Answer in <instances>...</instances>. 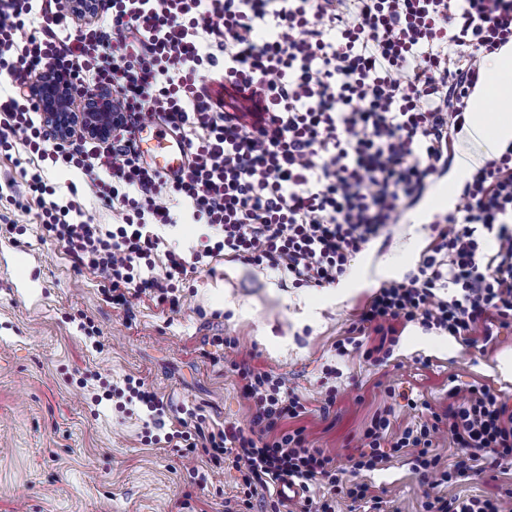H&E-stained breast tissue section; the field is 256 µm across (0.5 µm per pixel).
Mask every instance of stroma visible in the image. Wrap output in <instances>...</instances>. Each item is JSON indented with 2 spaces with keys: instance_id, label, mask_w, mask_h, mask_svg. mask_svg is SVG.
<instances>
[{
  "instance_id": "1",
  "label": "stroma",
  "mask_w": 512,
  "mask_h": 512,
  "mask_svg": "<svg viewBox=\"0 0 512 512\" xmlns=\"http://www.w3.org/2000/svg\"><path fill=\"white\" fill-rule=\"evenodd\" d=\"M46 176L60 189L77 187L89 223L114 222L78 171L56 167ZM173 211L176 224L161 231L165 249H206L213 233L194 223L190 204L174 201ZM40 214L35 197L22 208L0 197V512H234L235 471L223 458L192 460L167 443L127 391L129 377L172 411L191 408L246 430L253 408L232 365L273 371L309 407L288 428H304L310 446L343 467L376 411L390 410L392 429L401 430L421 417L408 400L438 411L466 403L472 386L500 387L494 369L512 360V326L494 317L478 324L470 343L416 322L398 325L381 366L355 351L337 353L373 294L416 273L433 239L432 225L411 222L407 209L331 287L296 288L281 270L220 255L183 276L178 305L133 295L120 308L99 274L45 235ZM86 323L97 335H85ZM224 336L233 347L214 345ZM331 388L336 404L326 417L320 407ZM500 389L512 403V387ZM362 480L386 489L389 512H425L427 487L409 458ZM510 486L512 463L436 493L490 496Z\"/></svg>"
}]
</instances>
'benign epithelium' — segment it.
Returning <instances> with one entry per match:
<instances>
[{"instance_id": "1", "label": "benign epithelium", "mask_w": 512, "mask_h": 512, "mask_svg": "<svg viewBox=\"0 0 512 512\" xmlns=\"http://www.w3.org/2000/svg\"><path fill=\"white\" fill-rule=\"evenodd\" d=\"M30 91L40 105L44 122L60 141L75 135L106 137L119 121V104L112 94L98 93L91 97V104L86 109L80 112L73 109V87L59 72L45 71L30 84Z\"/></svg>"}]
</instances>
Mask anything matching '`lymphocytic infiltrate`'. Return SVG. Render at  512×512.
I'll use <instances>...</instances> for the list:
<instances>
[{
	"label": "lymphocytic infiltrate",
	"mask_w": 512,
	"mask_h": 512,
	"mask_svg": "<svg viewBox=\"0 0 512 512\" xmlns=\"http://www.w3.org/2000/svg\"><path fill=\"white\" fill-rule=\"evenodd\" d=\"M74 22L66 0H0V77L17 89L0 99V153L23 144L27 190L45 200L43 229L102 275L119 306L132 292L176 304L178 278L221 254L283 270L297 287L334 285L447 167L470 83L488 55L512 45V0H97L93 22ZM48 69L84 93L116 95L121 118L109 138L55 140L25 89L26 76ZM216 81L258 104L256 121L214 99ZM147 119L186 145L175 176L142 159L135 134ZM49 162L79 170L117 208L118 224L86 221L78 195L56 201L43 177ZM178 195L216 242L187 258L167 253L158 276L155 229L173 223ZM442 288L447 298L438 297ZM491 314L512 321L511 147L471 173L417 274L381 286L336 348L354 346L380 366L396 323L461 337ZM234 373L255 408L247 431L207 428L192 409L173 417L153 392L132 393L150 423L172 426L192 455L223 456L238 474V512H254L257 491L277 484L305 490L294 512H334L338 495L385 512L383 497L358 477L391 457L411 456L436 486L512 459V405L489 385L398 433L387 415H374L343 472L303 429L281 431L307 412L281 377L246 363ZM443 427L458 449L447 469L431 453ZM314 485L327 495L309 496ZM425 508L512 512V494L437 496Z\"/></svg>",
	"instance_id": "f902f5d3"
}]
</instances>
